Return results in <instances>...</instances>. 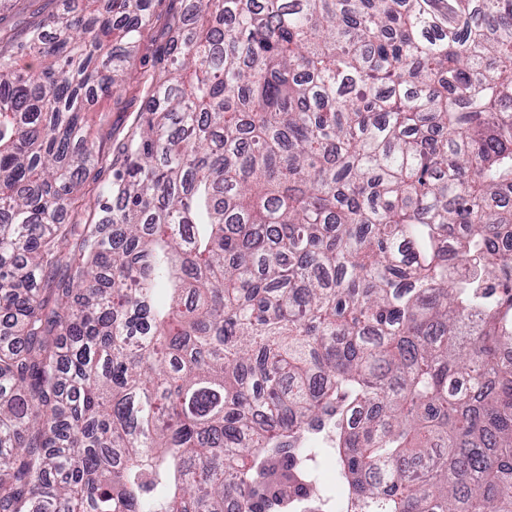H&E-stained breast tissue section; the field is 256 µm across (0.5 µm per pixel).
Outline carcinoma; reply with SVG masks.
Instances as JSON below:
<instances>
[{"label":"carcinoma","mask_w":512,"mask_h":512,"mask_svg":"<svg viewBox=\"0 0 512 512\" xmlns=\"http://www.w3.org/2000/svg\"><path fill=\"white\" fill-rule=\"evenodd\" d=\"M185 2L89 214L153 0L0 36V512H512V0Z\"/></svg>","instance_id":"1"}]
</instances>
